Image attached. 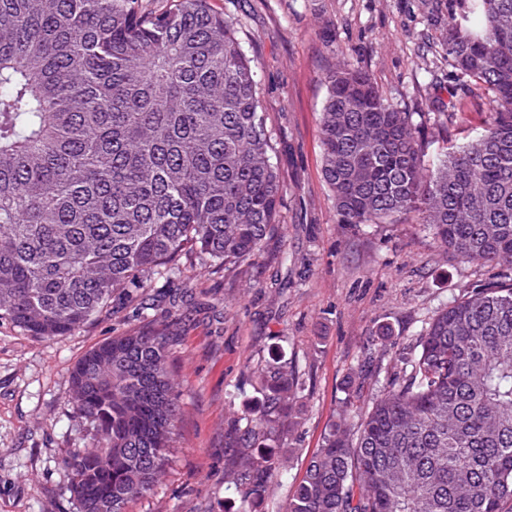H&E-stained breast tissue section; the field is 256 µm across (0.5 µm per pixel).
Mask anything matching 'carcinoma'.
Segmentation results:
<instances>
[{
    "label": "carcinoma",
    "mask_w": 512,
    "mask_h": 512,
    "mask_svg": "<svg viewBox=\"0 0 512 512\" xmlns=\"http://www.w3.org/2000/svg\"><path fill=\"white\" fill-rule=\"evenodd\" d=\"M483 132L432 169L411 112L370 73L325 77L324 179L347 224L415 214L467 262L512 267V0L428 5ZM257 65L210 0H0V318L65 336L181 254L242 268L280 224ZM355 423H333L285 512H504L512 501V284L451 302ZM160 329L92 348L72 373L94 444L66 462L78 512H126L167 461L180 408ZM255 424L224 460L261 512L295 433L292 363L252 372Z\"/></svg>",
    "instance_id": "1"
}]
</instances>
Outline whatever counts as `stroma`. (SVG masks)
Returning a JSON list of instances; mask_svg holds the SVG:
<instances>
[{
  "mask_svg": "<svg viewBox=\"0 0 512 512\" xmlns=\"http://www.w3.org/2000/svg\"><path fill=\"white\" fill-rule=\"evenodd\" d=\"M258 62L271 161L284 186L280 228L248 274L181 257L135 301L63 337L29 335L0 319V512H76L68 460L93 445L72 408L71 372L91 348L131 329H164L180 392L171 461L128 512H237L224 487V450L254 403L249 373L282 353L303 384L290 458L264 512H283L307 459L353 392L371 402L396 354L425 319L463 294L512 281V268L467 262L416 219L348 224L322 176L326 74H372L384 96L434 138L461 144L484 127L473 88L447 126L435 123L455 83L441 31L421 0H211Z\"/></svg>",
  "mask_w": 512,
  "mask_h": 512,
  "instance_id": "obj_1",
  "label": "stroma"
}]
</instances>
